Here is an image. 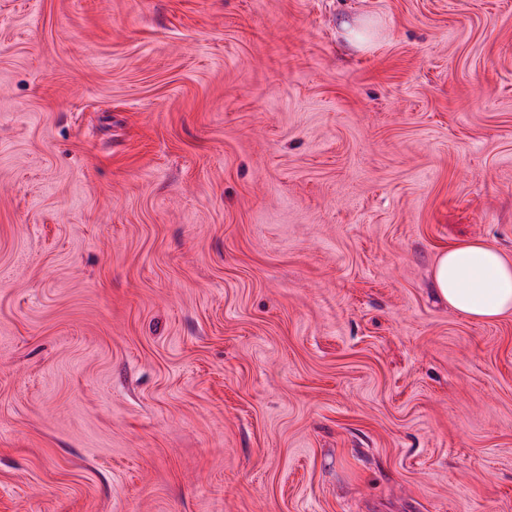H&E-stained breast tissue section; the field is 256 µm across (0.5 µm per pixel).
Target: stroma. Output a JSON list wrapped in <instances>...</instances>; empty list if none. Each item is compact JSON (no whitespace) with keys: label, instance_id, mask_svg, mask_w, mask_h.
Listing matches in <instances>:
<instances>
[{"label":"stroma","instance_id":"1","mask_svg":"<svg viewBox=\"0 0 512 512\" xmlns=\"http://www.w3.org/2000/svg\"><path fill=\"white\" fill-rule=\"evenodd\" d=\"M512 0H0V512H512ZM432 281L436 295L468 318L493 321L512 311V261L482 241L443 250Z\"/></svg>","mask_w":512,"mask_h":512}]
</instances>
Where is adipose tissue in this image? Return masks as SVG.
Returning <instances> with one entry per match:
<instances>
[{
  "mask_svg": "<svg viewBox=\"0 0 512 512\" xmlns=\"http://www.w3.org/2000/svg\"><path fill=\"white\" fill-rule=\"evenodd\" d=\"M432 281L436 295L468 318L493 321L512 311V260L484 242L443 250Z\"/></svg>",
  "mask_w": 512,
  "mask_h": 512,
  "instance_id": "1",
  "label": "adipose tissue"
}]
</instances>
